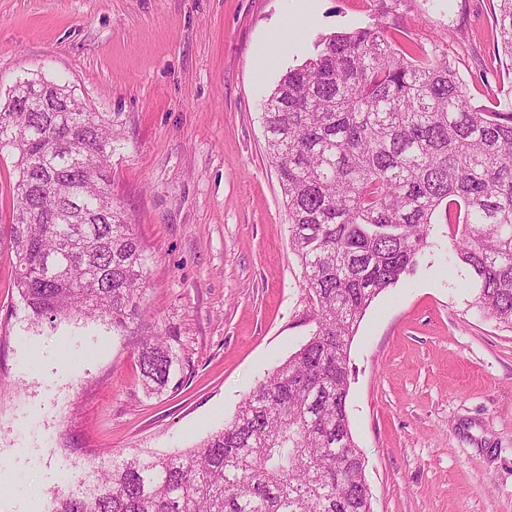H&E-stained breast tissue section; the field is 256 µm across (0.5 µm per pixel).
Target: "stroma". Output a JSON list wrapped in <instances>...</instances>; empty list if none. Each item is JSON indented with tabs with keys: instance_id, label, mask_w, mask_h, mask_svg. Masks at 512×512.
Segmentation results:
<instances>
[{
	"instance_id": "1",
	"label": "stroma",
	"mask_w": 512,
	"mask_h": 512,
	"mask_svg": "<svg viewBox=\"0 0 512 512\" xmlns=\"http://www.w3.org/2000/svg\"><path fill=\"white\" fill-rule=\"evenodd\" d=\"M497 0H403L408 41L447 52L474 105L512 109ZM296 19L284 51L260 48ZM379 0H0V106L39 76L112 115V193L146 258L144 319H34L7 232L0 153V512H47L113 453L169 454L230 421L316 328L266 154L263 104L320 37L383 22ZM262 80H255L257 68ZM168 383L142 384L156 333ZM347 412L374 512H512V331L486 318L449 229L373 300L350 347Z\"/></svg>"
}]
</instances>
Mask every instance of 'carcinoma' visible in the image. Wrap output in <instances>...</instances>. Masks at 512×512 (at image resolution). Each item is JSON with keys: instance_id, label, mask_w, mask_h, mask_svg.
<instances>
[{"instance_id": "carcinoma-1", "label": "carcinoma", "mask_w": 512, "mask_h": 512, "mask_svg": "<svg viewBox=\"0 0 512 512\" xmlns=\"http://www.w3.org/2000/svg\"><path fill=\"white\" fill-rule=\"evenodd\" d=\"M495 31L512 61V0H499ZM31 83L67 111L43 112L19 89L0 108V152L17 155L18 293L37 319L107 318L122 330L146 314V271L112 197V113L69 85ZM263 124L316 329L202 442L115 456L92 492L63 490L51 512H359L351 338L430 245L439 211L476 304L512 329V110L474 105L447 53L415 50L381 23L323 37L272 90ZM139 361L146 384H167L163 336Z\"/></svg>"}]
</instances>
